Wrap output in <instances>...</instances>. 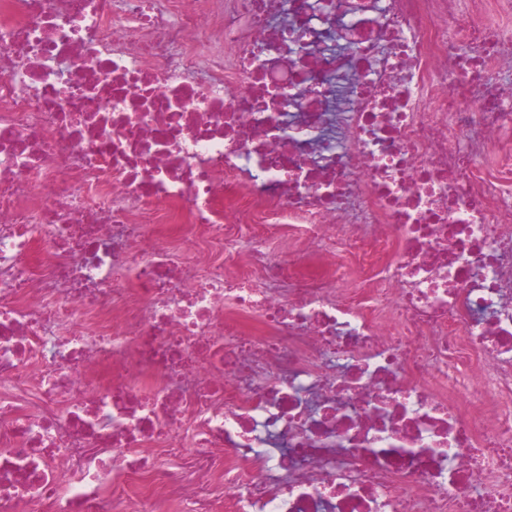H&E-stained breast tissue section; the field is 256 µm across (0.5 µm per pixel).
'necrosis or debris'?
I'll return each instance as SVG.
<instances>
[{"label":"necrosis or debris","instance_id":"1","mask_svg":"<svg viewBox=\"0 0 512 512\" xmlns=\"http://www.w3.org/2000/svg\"><path fill=\"white\" fill-rule=\"evenodd\" d=\"M0 512H512V0H0Z\"/></svg>","mask_w":512,"mask_h":512}]
</instances>
